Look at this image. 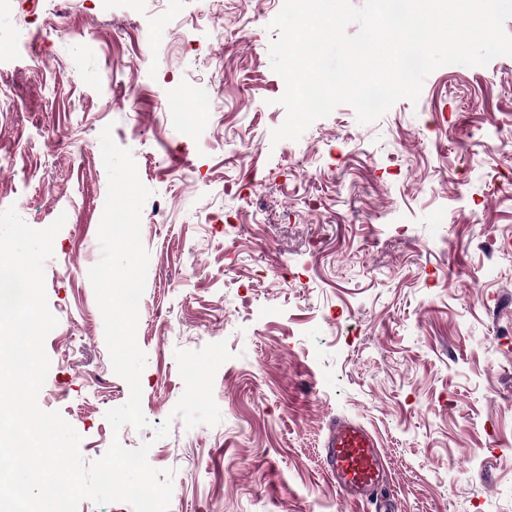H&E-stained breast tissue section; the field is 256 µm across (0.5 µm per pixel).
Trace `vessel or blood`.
<instances>
[{"instance_id": "1", "label": "vessel or blood", "mask_w": 512, "mask_h": 512, "mask_svg": "<svg viewBox=\"0 0 512 512\" xmlns=\"http://www.w3.org/2000/svg\"><path fill=\"white\" fill-rule=\"evenodd\" d=\"M323 462L328 478L346 497L394 512L379 496L387 484L384 452L376 435L363 424L345 417L333 420L324 441Z\"/></svg>"}]
</instances>
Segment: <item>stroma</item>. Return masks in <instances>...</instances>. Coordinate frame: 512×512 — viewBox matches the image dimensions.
Wrapping results in <instances>:
<instances>
[{"instance_id":"stroma-1","label":"stroma","mask_w":512,"mask_h":512,"mask_svg":"<svg viewBox=\"0 0 512 512\" xmlns=\"http://www.w3.org/2000/svg\"><path fill=\"white\" fill-rule=\"evenodd\" d=\"M282 4L176 0L161 34L166 0L0 8V210L37 229L66 218L45 264L58 324L38 403L85 460L150 442V465L174 472L169 512H375L325 474L338 415L377 436L395 512H512V56L439 67L376 122L342 105L275 144ZM201 83L210 110L182 133L165 110L190 112ZM107 126L151 191L147 426L117 434L105 414L129 387L88 277ZM219 341L221 420L186 427L175 351Z\"/></svg>"}]
</instances>
